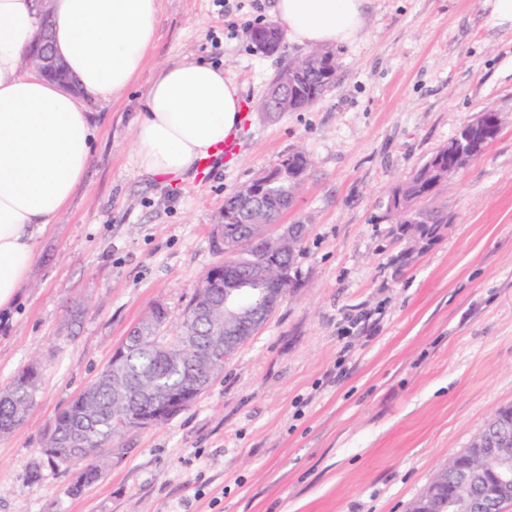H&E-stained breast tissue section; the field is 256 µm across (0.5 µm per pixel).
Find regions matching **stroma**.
Masks as SVG:
<instances>
[{"label": "stroma", "mask_w": 512, "mask_h": 512, "mask_svg": "<svg viewBox=\"0 0 512 512\" xmlns=\"http://www.w3.org/2000/svg\"><path fill=\"white\" fill-rule=\"evenodd\" d=\"M275 0H161L152 57L129 90L87 108L93 157L42 236L9 319L0 388L32 361L41 388L0 438V512H407L433 473L512 404V24L494 0H369L337 79L310 108L255 112L285 58L245 23ZM191 53L243 89L238 150L166 180L137 164L131 121L159 64ZM483 112L504 119L484 155L430 202L446 219L420 253L389 207L398 184ZM311 160L282 221L307 233L298 286L167 423L127 433L122 458L69 494L42 455L70 399L155 304L178 319L218 260L226 196L293 150Z\"/></svg>", "instance_id": "obj_1"}]
</instances>
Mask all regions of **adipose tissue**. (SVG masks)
I'll use <instances>...</instances> for the list:
<instances>
[{"mask_svg":"<svg viewBox=\"0 0 512 512\" xmlns=\"http://www.w3.org/2000/svg\"><path fill=\"white\" fill-rule=\"evenodd\" d=\"M367 0H276L289 39L309 47L357 40ZM52 42L79 96L37 74V0H0V311H10L38 238L69 207L92 159L98 128L86 99L131 87L157 40L160 0H51ZM242 88L195 55L160 65L132 119L140 168L159 177L195 171L236 133Z\"/></svg>","mask_w":512,"mask_h":512,"instance_id":"ef3b65f1","label":"adipose tissue"}]
</instances>
